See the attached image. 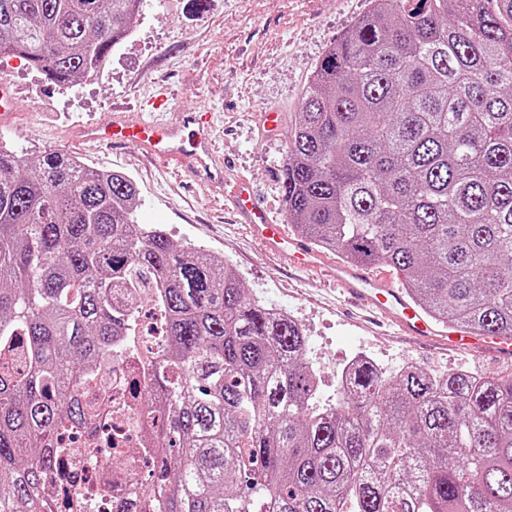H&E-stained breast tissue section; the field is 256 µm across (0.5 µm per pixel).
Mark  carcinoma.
I'll list each match as a JSON object with an SVG mask.
<instances>
[{
  "label": "carcinoma",
  "mask_w": 512,
  "mask_h": 512,
  "mask_svg": "<svg viewBox=\"0 0 512 512\" xmlns=\"http://www.w3.org/2000/svg\"><path fill=\"white\" fill-rule=\"evenodd\" d=\"M140 4L0 0V58L76 85ZM280 182L317 247L390 268L440 323L512 337V0H371L316 64ZM136 199L69 152L0 148V512H52L63 431L98 418L96 362L144 301L166 340L133 398L158 449L143 512H512V375L360 362L321 408L302 326L135 223Z\"/></svg>",
  "instance_id": "carcinoma-1"
}]
</instances>
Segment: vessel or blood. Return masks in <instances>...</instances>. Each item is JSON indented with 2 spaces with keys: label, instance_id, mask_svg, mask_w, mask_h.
I'll list each match as a JSON object with an SVG mask.
<instances>
[{
  "label": "vessel or blood",
  "instance_id": "obj_1",
  "mask_svg": "<svg viewBox=\"0 0 512 512\" xmlns=\"http://www.w3.org/2000/svg\"><path fill=\"white\" fill-rule=\"evenodd\" d=\"M18 105L16 88L8 79H1V125L12 122ZM151 105L154 111L169 113V120L155 122L140 113L115 111L106 122L71 127L67 138L78 144L94 143L106 147L136 142L146 157L163 167L189 170L209 182L214 193L223 198L225 207L235 214L238 223L247 225L252 235L267 249L288 253L297 264L315 273L325 267L322 254L289 236L283 226L270 217L268 211L257 202L251 182L227 169L211 136V109L199 107L190 112L182 111L164 88L157 91ZM331 275L351 299L381 313L391 314L399 332L404 335H434L431 323L405 299L392 279L346 264L336 265ZM448 338L460 347L479 343L507 354L512 353V337H481L452 329L448 332Z\"/></svg>",
  "mask_w": 512,
  "mask_h": 512
}]
</instances>
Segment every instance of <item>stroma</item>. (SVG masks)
<instances>
[{"mask_svg":"<svg viewBox=\"0 0 512 512\" xmlns=\"http://www.w3.org/2000/svg\"><path fill=\"white\" fill-rule=\"evenodd\" d=\"M369 9L370 0H142L132 33L113 50L104 77L65 90L24 60L0 62V78L23 95L11 127L0 129V144L32 157L64 150L94 168L128 174L139 191L137 223L161 225L174 243L209 250L236 269L251 296L299 322L307 356L321 375V407L337 402V376L357 351L389 372L410 362L434 372L512 373V357L480 348L458 351L444 336L401 335L389 318H372L344 302L326 280L295 269L288 254L265 252L193 175L168 173L133 144L93 150L68 143L66 131L106 120L112 106H136L156 87H167L181 107L204 104L216 112L225 163L252 182L275 219L284 220L281 169L309 76L327 47ZM275 106L284 125L268 133L259 115Z\"/></svg>","mask_w":512,"mask_h":512,"instance_id":"35a3bbf8","label":"stroma"}]
</instances>
